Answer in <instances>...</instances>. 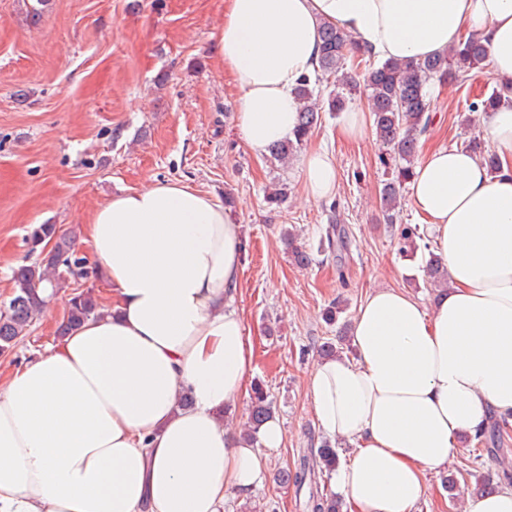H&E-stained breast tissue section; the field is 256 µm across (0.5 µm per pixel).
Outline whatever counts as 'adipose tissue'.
Instances as JSON below:
<instances>
[{"label": "adipose tissue", "instance_id": "adipose-tissue-1", "mask_svg": "<svg viewBox=\"0 0 512 512\" xmlns=\"http://www.w3.org/2000/svg\"><path fill=\"white\" fill-rule=\"evenodd\" d=\"M328 24L380 60L473 35L512 82V0H225L216 52L253 153L292 132L294 89L313 75ZM486 135L497 175L467 150L432 148L410 182L448 269L434 311L398 288L368 292L354 357L308 378L322 432L355 446L332 477L349 512H416L458 437L512 416V107L489 113ZM302 189L335 196L330 153L304 155ZM83 234L112 300L0 385V512H222L228 496L252 495L283 432L268 420L252 443L222 419L253 361L232 306L240 225L210 192L166 182L113 194Z\"/></svg>", "mask_w": 512, "mask_h": 512}]
</instances>
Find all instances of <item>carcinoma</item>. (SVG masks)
I'll use <instances>...</instances> for the list:
<instances>
[{"label": "carcinoma", "instance_id": "carcinoma-1", "mask_svg": "<svg viewBox=\"0 0 512 512\" xmlns=\"http://www.w3.org/2000/svg\"><path fill=\"white\" fill-rule=\"evenodd\" d=\"M366 56L368 52L359 43L337 26L327 25L323 29L321 53L314 78L306 77L296 89L299 102V123L288 140L270 148V157L283 161L293 155L316 128L319 121L316 87L327 77L341 81L342 88L354 91L364 86L373 113V127L376 136L388 148L390 159L394 160L391 178L383 184L380 201L386 223L396 221V211L409 182L419 144L432 124L431 103L426 92L429 81H453L463 83L474 69H479L488 60V52L482 41L469 36L465 42L453 44L444 54L427 57L420 61L403 62L386 60L372 66L364 73L349 72L345 64L348 56ZM509 101L505 88L496 83L488 97L472 102L468 111L488 113ZM469 147L479 154L491 173L500 171L497 156L481 140L473 139ZM421 238L419 228L406 224L399 228L398 250L407 255L418 250L417 239ZM30 251H46L37 261L18 267L13 274V292L10 300L0 309V353L11 351L17 340L25 334L44 312L47 300L42 288L49 284L60 287L67 276L76 277L84 272L85 261L73 250L71 237L58 234L54 224H37L28 233ZM284 240L296 263L307 266L310 255L296 244L295 235L288 231ZM50 250H45L49 242ZM327 245L323 252H342L347 247L346 230L332 224L326 233ZM427 282L437 288L447 285V269L441 258L429 253L426 261ZM97 315V303L89 292H75L68 300L66 314L59 326V334L65 335L73 327ZM273 403L263 384L253 386L252 410L244 430L258 429L272 416ZM339 462L336 444L323 441L319 447L302 456L300 464L293 471H284L280 479L291 484L296 491L308 489L305 502L306 512H341L342 499L334 493H327L322 486Z\"/></svg>", "mask_w": 512, "mask_h": 512}]
</instances>
